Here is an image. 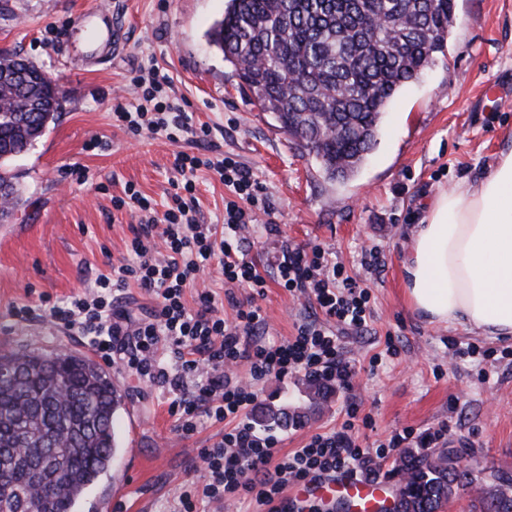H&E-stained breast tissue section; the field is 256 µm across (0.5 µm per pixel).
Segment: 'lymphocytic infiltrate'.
I'll return each instance as SVG.
<instances>
[{
    "label": "lymphocytic infiltrate",
    "mask_w": 512,
    "mask_h": 512,
    "mask_svg": "<svg viewBox=\"0 0 512 512\" xmlns=\"http://www.w3.org/2000/svg\"><path fill=\"white\" fill-rule=\"evenodd\" d=\"M132 83L141 89L145 105L133 112L115 106L113 116L120 129L135 136L160 135L172 142L187 135L206 140L208 127L195 125L191 113L169 96L167 73L154 67ZM175 166L186 178L176 186L164 214H156L150 200L130 185L112 199L113 210L138 219L127 244L136 263L112 266L109 273L96 278L93 289L64 303L42 297L39 306L19 308L17 318L36 321L50 316L57 327L80 336L103 360L121 363L150 384L169 387L174 393L170 409L184 434H193L203 415L224 423L220 440L200 451L208 473L205 495L215 501L248 495L269 504L288 483L356 474L370 457L386 458L410 441L413 434L406 431L393 436L385 448L360 446L352 434L356 413L351 410L340 430L314 435L302 448L281 456L275 435L243 419L255 397L253 382L267 376L285 379L302 371L326 383L349 382L355 371L341 354L335 328H365L369 293L345 275L332 250L321 244L288 248L271 270L250 257L240 232L255 223L257 213H270L271 203L252 173L232 155L201 158L179 153ZM201 168L215 172L233 191L224 201L220 235L198 218L191 174ZM214 258L220 261L225 282L250 289L254 295H263L272 279L288 291L312 298L324 325L301 324L288 340L267 343L259 337L265 321L255 304H237L230 321L219 314L209 293L199 294L196 307H189L187 288ZM133 286L156 298L146 318L133 317L120 306L122 296ZM162 343L169 349L173 367L156 359ZM243 363L250 368L249 381H232L230 369Z\"/></svg>",
    "instance_id": "f902f5d3"
}]
</instances>
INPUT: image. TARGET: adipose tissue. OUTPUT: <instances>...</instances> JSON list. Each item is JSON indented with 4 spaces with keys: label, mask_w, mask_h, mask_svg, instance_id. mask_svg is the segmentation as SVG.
Returning a JSON list of instances; mask_svg holds the SVG:
<instances>
[{
    "label": "adipose tissue",
    "mask_w": 512,
    "mask_h": 512,
    "mask_svg": "<svg viewBox=\"0 0 512 512\" xmlns=\"http://www.w3.org/2000/svg\"><path fill=\"white\" fill-rule=\"evenodd\" d=\"M404 276L411 307L429 322L512 339V151L476 184L432 200Z\"/></svg>",
    "instance_id": "1"
}]
</instances>
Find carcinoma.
<instances>
[{"label": "carcinoma", "instance_id": "1", "mask_svg": "<svg viewBox=\"0 0 512 512\" xmlns=\"http://www.w3.org/2000/svg\"><path fill=\"white\" fill-rule=\"evenodd\" d=\"M455 0H229L210 43L280 127L331 179L353 174L374 149L380 120L445 48ZM62 92L40 78L0 84V161L42 136ZM122 405L112 374L58 350L0 354V512H74L117 453ZM288 407L262 420L288 426ZM396 512H442L484 486L478 512H512V480L457 455L404 450Z\"/></svg>", "mask_w": 512, "mask_h": 512}]
</instances>
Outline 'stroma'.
Wrapping results in <instances>:
<instances>
[{
    "instance_id": "35a3bbf8",
    "label": "stroma",
    "mask_w": 512,
    "mask_h": 512,
    "mask_svg": "<svg viewBox=\"0 0 512 512\" xmlns=\"http://www.w3.org/2000/svg\"><path fill=\"white\" fill-rule=\"evenodd\" d=\"M225 7L226 0H0V50L35 63L63 96L43 137L6 163L20 175L22 201L0 231V354L63 348L93 356L79 337L46 320L19 321L14 312L43 294L59 301L81 292L110 264L127 260L134 221L113 214V197L131 184L164 211L180 178L175 155L200 153L189 137L173 143L113 126L115 105L130 112L138 105L132 77L155 66L169 74L194 122L209 126L218 152L233 154L269 196L272 214H258L245 233L251 257L269 268L286 246L326 244L368 288L365 331L341 335L355 370L351 382L330 384L313 409L304 374L270 376L256 385L248 416L268 405L305 409L301 422L275 431L287 454L339 430L354 405L361 445L374 448L410 430L433 436V449L512 476V341L428 322L408 305L403 281L411 229L433 198L477 180L512 150V0H456L443 53L391 102L376 147L344 180L328 179L211 45L208 32ZM88 8L98 11V25L119 24L117 46L91 48L75 26ZM96 138L101 146L90 148ZM194 181L201 222L223 224V183L205 169ZM271 223L277 233L268 232ZM371 251L379 256L372 269L363 263ZM203 292L228 319L233 302L250 294L225 283L213 262L188 288V306ZM256 303L271 343L322 320L314 305L272 281ZM467 346L493 356L461 355ZM108 370L124 395L119 452L77 512H176L186 490L197 494L198 512H269L246 495L224 503L203 497L207 473L198 454L220 439L223 425L203 416L193 434H183L168 412V389L113 363Z\"/></svg>"
}]
</instances>
